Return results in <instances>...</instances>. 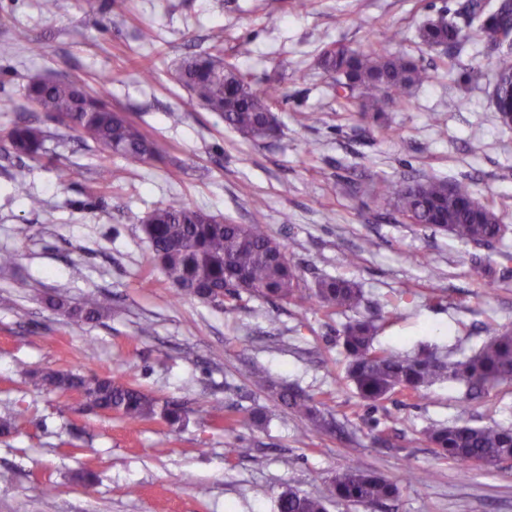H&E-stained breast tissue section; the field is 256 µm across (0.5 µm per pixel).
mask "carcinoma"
I'll return each mask as SVG.
<instances>
[{"label": "carcinoma", "mask_w": 512, "mask_h": 512, "mask_svg": "<svg viewBox=\"0 0 512 512\" xmlns=\"http://www.w3.org/2000/svg\"><path fill=\"white\" fill-rule=\"evenodd\" d=\"M474 16L480 23L473 33L479 42L498 54L493 71L504 78L512 76V50L501 48L502 36L512 22V0H498L485 12L481 0H471ZM419 43L429 49L454 47L465 35L444 18L429 20L418 29ZM216 40L215 53L186 58L179 79L196 102L219 114L225 126L246 139L270 136L274 95L254 88L247 74L224 62ZM320 65L334 74L332 88L338 104L346 112L380 116L395 103H402L410 89L431 83L438 77L430 69L404 53H388L370 45L360 50L343 46L327 48ZM26 94L38 108L57 118L66 127L81 133L101 148L133 162L158 157L162 146L147 137L134 123L108 109L104 99L110 95L109 83L102 80L94 91L70 80H32ZM7 138L18 156L36 158L44 149V131L28 122H17ZM27 174L18 169L12 176L14 192L40 201L27 191ZM473 179L448 181L429 177H403L382 181L373 189L376 199L411 224L444 231L463 244L491 246L501 240L506 225L494 208L474 197ZM155 261L174 290L217 307L225 299L243 292L270 301L313 303L327 313L353 310L361 302V291L354 282L323 277L315 287H307L300 268L284 261L285 246L261 224H234L183 202L161 205L140 219ZM110 307L106 299L85 302L81 314L87 320ZM378 326L371 321L353 320L339 333L348 360V378L359 396L376 404L399 392L421 396L423 389L448 379L466 387L465 398L486 394L489 387L512 381V329L485 328L486 340L474 354L460 359H442L431 353L404 356L374 347ZM252 384L261 390H274L280 401L301 420L316 429L328 428V421L312 396H303L277 385L263 370L251 373ZM47 389L66 393L77 391L101 411H115L130 420L157 417L174 426L182 421L177 405L159 403L134 386L112 377L82 375L77 371L48 372L41 377ZM426 441L439 456L453 461L458 477H469L474 461L496 467L512 457V429L499 426L453 424L430 427ZM398 493L393 482L362 471L350 463L336 475L330 494L341 500L376 505ZM277 512H326L320 496L285 491L277 500Z\"/></svg>", "instance_id": "carcinoma-1"}]
</instances>
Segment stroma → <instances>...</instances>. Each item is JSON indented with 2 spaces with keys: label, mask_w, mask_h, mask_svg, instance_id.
<instances>
[{
  "label": "stroma",
  "mask_w": 512,
  "mask_h": 512,
  "mask_svg": "<svg viewBox=\"0 0 512 512\" xmlns=\"http://www.w3.org/2000/svg\"><path fill=\"white\" fill-rule=\"evenodd\" d=\"M468 4L314 0L303 10L298 0H127L113 11L109 0H59L50 10L44 0H0V252L14 256L0 267V415L21 416L16 432L0 435V512H276L288 489L325 497L327 512H512V468H476L459 481L456 464L423 438L440 424L512 428V382L469 401L463 386L441 380L420 398L395 393L370 406L347 376L338 335L368 317L381 326L375 347L460 358L482 345L483 324L512 326V271L469 269L470 253L493 262L512 252V233L475 249L383 216L371 195L383 179L469 175L476 198L512 226V127L496 111L494 52L459 45L457 71L391 108L388 134L342 111L319 64L336 43L440 64L447 54L420 45L417 30L443 17L470 32ZM18 30L40 54L15 41ZM219 34L225 61L275 91V136L245 139L178 83L181 60L207 52ZM35 77L92 88L109 79L106 106L158 140L162 158L125 160L36 111L26 97ZM21 120L45 132L41 157L13 153L6 134ZM20 165L39 209L12 189ZM254 194L262 209L252 207ZM171 201L265 225L307 282L351 280L360 307L328 315L244 294L217 308L177 295L139 223ZM367 238L374 248L349 265ZM96 296L112 299L101 318L68 317ZM21 363L28 375L17 372ZM255 369L320 400L335 431L305 428L252 385ZM69 370L177 402L186 420L134 422L36 383ZM352 461L397 484L398 497L379 509L331 497ZM417 472L429 473L428 484Z\"/></svg>",
  "instance_id": "obj_1"
}]
</instances>
